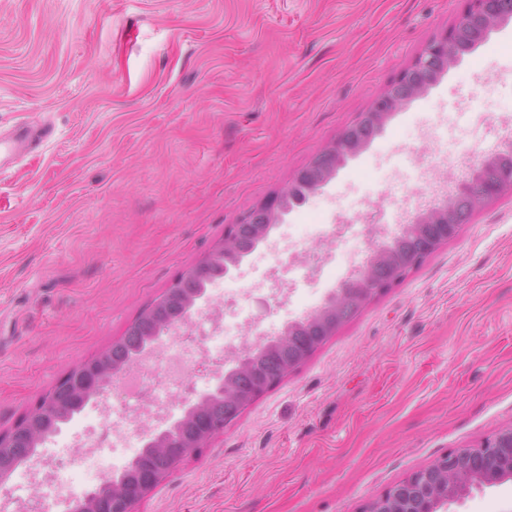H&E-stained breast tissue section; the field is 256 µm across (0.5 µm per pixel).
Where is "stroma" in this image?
<instances>
[{
  "label": "stroma",
  "instance_id": "obj_1",
  "mask_svg": "<svg viewBox=\"0 0 512 512\" xmlns=\"http://www.w3.org/2000/svg\"><path fill=\"white\" fill-rule=\"evenodd\" d=\"M466 0H0V430L285 188L450 30ZM512 22L396 113L296 227L352 217L393 149L447 115L481 154L512 118ZM512 427V191L374 298L135 512H367ZM440 512H512V480Z\"/></svg>",
  "mask_w": 512,
  "mask_h": 512
}]
</instances>
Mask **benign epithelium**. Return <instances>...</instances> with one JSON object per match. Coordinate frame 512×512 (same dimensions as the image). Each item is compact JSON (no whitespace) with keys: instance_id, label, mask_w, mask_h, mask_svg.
Wrapping results in <instances>:
<instances>
[{"instance_id":"1","label":"benign epithelium","mask_w":512,"mask_h":512,"mask_svg":"<svg viewBox=\"0 0 512 512\" xmlns=\"http://www.w3.org/2000/svg\"><path fill=\"white\" fill-rule=\"evenodd\" d=\"M511 20L512 0H467V8L456 24L432 40L412 64L402 68L395 81L367 111L361 113L351 129L371 123L378 130H383L391 116L423 95L464 54L475 49L491 32ZM367 146L366 142L349 140L346 135H341L323 150L330 159V174L317 176L316 164L312 161L295 174L289 186L304 185L312 180L314 185L310 193L318 192L335 177L348 159ZM511 155L510 139L503 143L502 149L490 153L477 168L471 170L441 203L415 213L408 222L399 225L391 236L381 239L372 249L363 269L354 277L355 287L336 289L323 305L300 319L305 325L320 324L321 330L316 337L296 341L298 353L288 362V370L302 365L322 345V341L336 332L338 323L334 314L343 313L344 300L356 298L364 306L375 293L382 292L380 288H366L364 284L370 279L373 265L388 257L391 240L413 226L433 249L457 233L455 222L459 195L471 193L470 201L474 210L478 211L503 192L512 191V169L494 178L483 176V170L493 168L499 157ZM240 264L239 258L224 263V243L221 242L194 268L206 270L219 266L224 268L223 275L228 276L231 271L239 269ZM176 291L177 284L174 283L167 293L151 304L150 310L157 315L155 334L122 366H112L106 351L77 363L18 423L6 431H0V487L31 457L33 447L59 433L61 424L71 421L88 404L98 402L112 382L119 380L128 368L148 359L171 335L186 328L195 315L210 306L206 289L201 288L183 299L179 316L166 317L164 312L168 300ZM287 339L291 341L293 337L281 333L265 338L237 355L230 370H220L214 374L213 383L207 389L198 391L193 387L188 388L180 401V413L170 414L143 434L137 482L128 484L124 478L114 475L104 482L107 490L96 489L72 496L70 512H134L135 506L168 477L174 466L224 431L225 423L210 420L206 410L211 401L222 400L231 393V374L240 371L255 351L275 349ZM159 453L168 457V468L159 469L152 463L153 457ZM507 479H512V428L499 432L477 447L459 448L442 455L390 487L371 503L367 512H436L435 499L444 497L446 502H453L473 481L491 485Z\"/></svg>"}]
</instances>
